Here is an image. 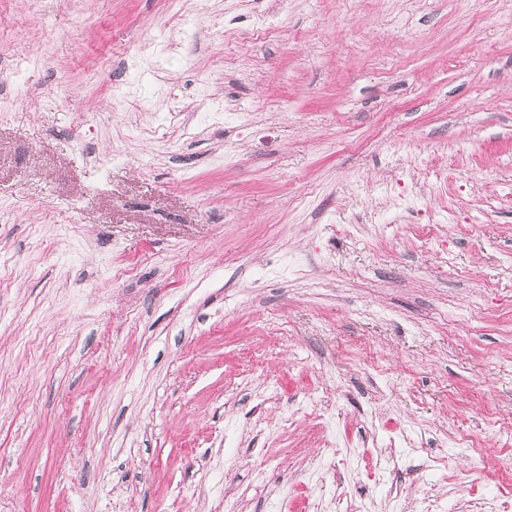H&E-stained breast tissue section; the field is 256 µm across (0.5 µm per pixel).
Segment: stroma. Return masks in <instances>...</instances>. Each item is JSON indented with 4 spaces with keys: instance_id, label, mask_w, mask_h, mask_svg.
I'll use <instances>...</instances> for the list:
<instances>
[{
    "instance_id": "1",
    "label": "stroma",
    "mask_w": 512,
    "mask_h": 512,
    "mask_svg": "<svg viewBox=\"0 0 512 512\" xmlns=\"http://www.w3.org/2000/svg\"><path fill=\"white\" fill-rule=\"evenodd\" d=\"M0 512H512V0H0Z\"/></svg>"
}]
</instances>
